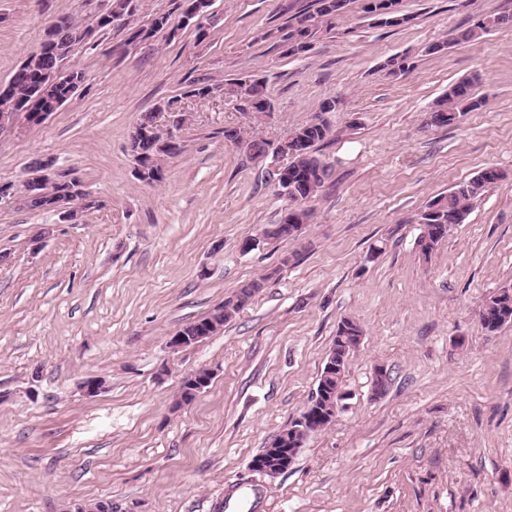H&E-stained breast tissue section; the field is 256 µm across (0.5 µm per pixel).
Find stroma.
<instances>
[{
    "mask_svg": "<svg viewBox=\"0 0 512 512\" xmlns=\"http://www.w3.org/2000/svg\"><path fill=\"white\" fill-rule=\"evenodd\" d=\"M134 4L130 24L101 29L100 0H0V87L59 17L92 31L65 62L83 71L80 91L41 125L0 131V182L50 158L99 202L74 223L0 204V512L100 499L113 512H214L230 485L259 491L261 512H512V324L491 333L480 319L484 298L512 286V177L473 201L431 260L416 247L433 197L486 167L512 174V28L425 48L512 0H402L395 27L354 0L304 55L279 30L314 0H212L199 28L172 0ZM167 11L171 31L136 38ZM392 61L405 70L390 74ZM251 77L266 80L272 111L234 109L230 83ZM465 78L486 106L422 129ZM197 83L206 96H191ZM327 99L332 135L316 150L331 176L313 219L298 238L262 240L286 208L269 171L289 157H249L224 130L275 146ZM167 100L184 114L179 151L147 185L129 133ZM251 237L259 246L242 252ZM263 276L223 330L170 348ZM348 318L364 336L335 420L287 472L251 471L315 394ZM379 365L388 388L376 398ZM202 368L210 385L177 406L182 378ZM89 378L104 383L97 395Z\"/></svg>",
    "mask_w": 512,
    "mask_h": 512,
    "instance_id": "1",
    "label": "stroma"
}]
</instances>
